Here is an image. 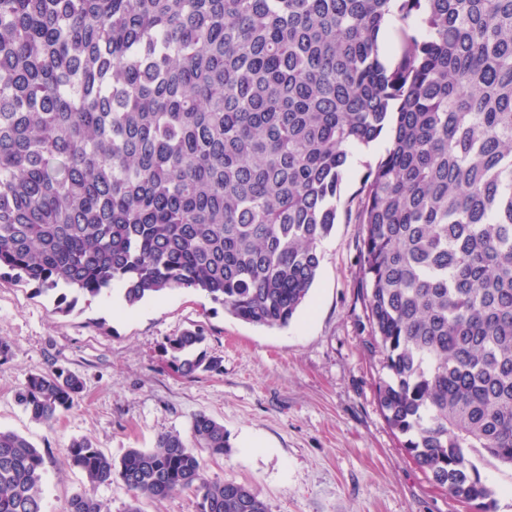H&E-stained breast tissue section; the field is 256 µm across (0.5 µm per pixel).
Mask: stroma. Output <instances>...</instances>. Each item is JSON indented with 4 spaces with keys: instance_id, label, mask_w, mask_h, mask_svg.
Returning a JSON list of instances; mask_svg holds the SVG:
<instances>
[{
    "instance_id": "stroma-1",
    "label": "stroma",
    "mask_w": 512,
    "mask_h": 512,
    "mask_svg": "<svg viewBox=\"0 0 512 512\" xmlns=\"http://www.w3.org/2000/svg\"><path fill=\"white\" fill-rule=\"evenodd\" d=\"M386 145L353 150L341 201L357 195ZM362 230L338 217L308 300L285 328L243 323L192 288L133 308L115 290L59 314L53 295L0 278V336L12 344L0 363V428L43 454L44 512H64L85 483L66 454L72 439L118 459L164 432L190 436L199 413L223 423L232 445L224 458H205L208 477L250 486L268 512H468L408 458L378 405L383 370L369 347ZM198 327L223 371L187 379L168 367L161 346ZM54 366L82 377L84 392L47 427L29 419L15 391ZM471 460L495 492V512H512V469L476 453Z\"/></svg>"
}]
</instances>
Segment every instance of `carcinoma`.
<instances>
[{
    "label": "carcinoma",
    "mask_w": 512,
    "mask_h": 512,
    "mask_svg": "<svg viewBox=\"0 0 512 512\" xmlns=\"http://www.w3.org/2000/svg\"><path fill=\"white\" fill-rule=\"evenodd\" d=\"M404 22L387 59L380 33ZM389 137L352 212L378 404L414 463L471 512L512 468V0H0V271L56 313L121 286L177 288L285 327L320 266L352 150ZM200 330L168 338L185 378L222 370ZM84 390L59 367L16 392L51 424ZM116 461L85 438L66 512L192 491L199 512H268L207 477L230 452L205 413ZM44 457L0 429V512H43ZM471 461L479 469L482 478L495 491V511L512 512V470L476 452L471 453ZM96 495L108 504L110 512H125L129 502V495L119 481L112 484H103L96 489Z\"/></svg>",
    "instance_id": "obj_1"
}]
</instances>
